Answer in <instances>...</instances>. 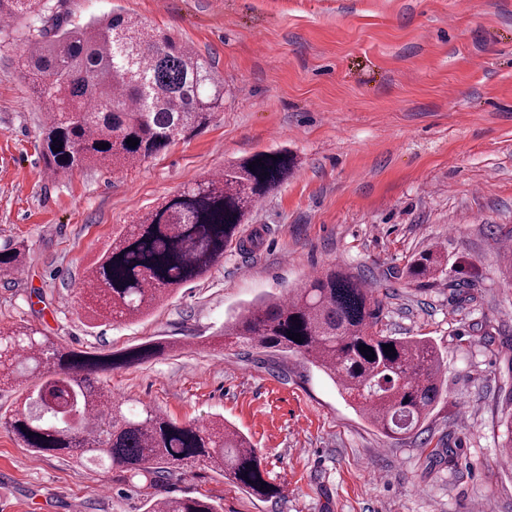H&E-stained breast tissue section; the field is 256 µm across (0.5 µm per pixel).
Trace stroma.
I'll list each match as a JSON object with an SVG mask.
<instances>
[{
    "label": "stroma",
    "mask_w": 512,
    "mask_h": 512,
    "mask_svg": "<svg viewBox=\"0 0 512 512\" xmlns=\"http://www.w3.org/2000/svg\"><path fill=\"white\" fill-rule=\"evenodd\" d=\"M87 21L121 13L191 46L224 84L196 135L141 165L67 173L41 158L45 112L23 78L21 21L0 27V329L37 328L76 350L155 340L169 351L101 372L113 397L180 422L223 416L256 449L277 498L194 467L159 496L207 495L224 512H512L501 455L512 387V0H57ZM285 150L292 175L253 209L203 278L152 313L91 326L79 300L113 232L224 166ZM438 245L446 275L397 279ZM337 265L365 278L390 335L426 336L447 361L446 399L420 431L381 435L307 360L212 338L240 307ZM464 277L469 299L448 282ZM121 473L22 447L0 426V512H145ZM26 261V251L23 245L8 243L0 247V273L9 275L17 271Z\"/></svg>",
    "instance_id": "35a3bbf8"
}]
</instances>
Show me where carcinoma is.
Here are the masks:
<instances>
[{"mask_svg": "<svg viewBox=\"0 0 512 512\" xmlns=\"http://www.w3.org/2000/svg\"><path fill=\"white\" fill-rule=\"evenodd\" d=\"M25 16L22 59L48 114L42 158L57 174L98 162L133 165L207 126L224 108V84L188 45L139 18L114 14L83 22L52 0H0V16ZM139 141L134 147L126 140ZM107 143L109 147L99 148ZM61 147L55 152L51 147ZM258 152L203 177L123 227L89 263L82 305L95 321H133L176 289L204 277L241 237L255 205L296 167L285 150ZM261 163H256V160ZM26 261L21 245L0 247V273ZM448 255L430 247L407 261L401 276L421 283L445 274ZM300 334L296 342L288 335ZM221 343L299 354L384 436L421 427L444 400V356L426 336L397 337L384 328L383 301L366 280L328 267L293 289L242 307L224 321ZM365 344L375 357L359 351ZM395 348L386 354L383 345ZM171 343L148 342L124 352L68 349L32 327L0 330V385L18 387L20 408L1 416L25 448L67 454L116 469L139 484L147 512H221L207 497H156L176 472L203 466L259 499L277 494L250 439L223 418L178 422L149 404L112 399L98 373L145 362Z\"/></svg>", "mask_w": 512, "mask_h": 512, "instance_id": "cac0c4a2", "label": "carcinoma"}]
</instances>
